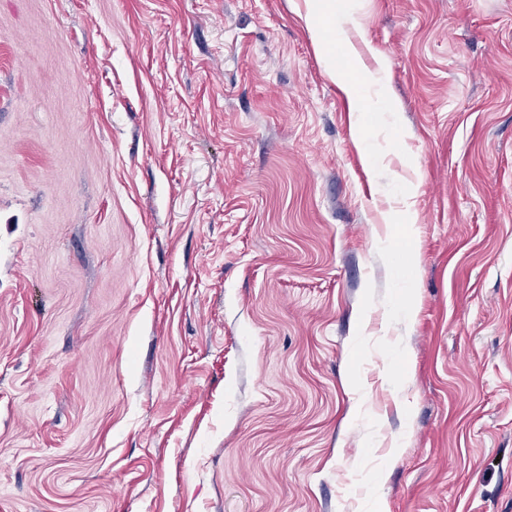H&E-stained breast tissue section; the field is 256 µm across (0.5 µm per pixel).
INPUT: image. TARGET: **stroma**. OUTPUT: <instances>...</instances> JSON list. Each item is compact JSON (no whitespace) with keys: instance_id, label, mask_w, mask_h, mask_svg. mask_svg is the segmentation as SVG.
Returning <instances> with one entry per match:
<instances>
[{"instance_id":"stroma-1","label":"stroma","mask_w":512,"mask_h":512,"mask_svg":"<svg viewBox=\"0 0 512 512\" xmlns=\"http://www.w3.org/2000/svg\"><path fill=\"white\" fill-rule=\"evenodd\" d=\"M305 13L0 0V512H512V0Z\"/></svg>"}]
</instances>
